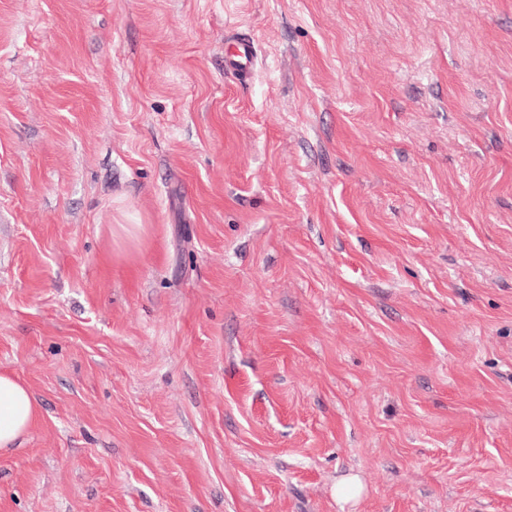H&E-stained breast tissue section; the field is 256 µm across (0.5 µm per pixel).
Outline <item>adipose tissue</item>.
Returning a JSON list of instances; mask_svg holds the SVG:
<instances>
[{"label": "adipose tissue", "instance_id": "adipose-tissue-1", "mask_svg": "<svg viewBox=\"0 0 512 512\" xmlns=\"http://www.w3.org/2000/svg\"><path fill=\"white\" fill-rule=\"evenodd\" d=\"M39 408L26 384L9 371H0V450L15 447L32 427Z\"/></svg>", "mask_w": 512, "mask_h": 512}]
</instances>
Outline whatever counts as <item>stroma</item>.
I'll use <instances>...</instances> for the list:
<instances>
[{
    "mask_svg": "<svg viewBox=\"0 0 512 512\" xmlns=\"http://www.w3.org/2000/svg\"><path fill=\"white\" fill-rule=\"evenodd\" d=\"M0 369V512H512V0H0ZM226 62L242 79L248 78L256 64V50L253 41L242 38H233L226 47ZM39 408L26 384L9 371H0V450L13 448L32 427Z\"/></svg>",
    "mask_w": 512,
    "mask_h": 512,
    "instance_id": "1",
    "label": "stroma"
}]
</instances>
